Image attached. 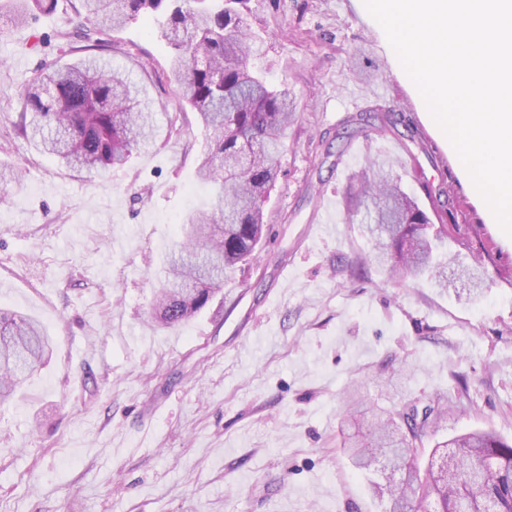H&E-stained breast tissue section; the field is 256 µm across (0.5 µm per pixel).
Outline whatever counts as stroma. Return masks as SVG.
Wrapping results in <instances>:
<instances>
[{"label":"stroma","mask_w":512,"mask_h":512,"mask_svg":"<svg viewBox=\"0 0 512 512\" xmlns=\"http://www.w3.org/2000/svg\"><path fill=\"white\" fill-rule=\"evenodd\" d=\"M72 0L18 26L0 0V306L35 319L52 358L0 402V512H378L348 459L345 396L399 408L448 395L431 441L492 430L512 441V237L487 223L469 179L428 126L361 0H251L266 53L298 114L263 209L255 260L185 324L156 326L157 278L185 213L205 208L207 133L182 104L170 48L144 18L95 54L131 74L164 135L124 166H60L20 135V92L41 68L78 59ZM399 120L378 133L360 115ZM386 162L460 241L483 226L502 277L481 293L400 287L367 256L347 196L366 160Z\"/></svg>","instance_id":"35a3bbf8"}]
</instances>
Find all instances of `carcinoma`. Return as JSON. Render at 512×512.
I'll use <instances>...</instances> for the list:
<instances>
[{
	"mask_svg": "<svg viewBox=\"0 0 512 512\" xmlns=\"http://www.w3.org/2000/svg\"><path fill=\"white\" fill-rule=\"evenodd\" d=\"M250 0H81L89 39L142 17L161 18L159 36L171 46L170 67L180 95L210 132L196 176L209 188L205 209L181 225L179 254L167 261L155 301L156 321L172 328L190 320L240 264L253 259L263 205L274 186L288 126L295 120L286 88L268 85L253 66L263 55L251 34ZM57 0H16L13 19L53 11ZM110 61L88 55L75 64L42 70L22 97L32 112L24 135L74 169L102 170L127 163L161 128L142 88L109 71ZM365 207L374 239L372 257L398 285L428 277L445 288V268L456 265L484 287L493 248L479 233L465 247L474 264L446 249L457 225L436 224L401 187L393 168L369 161L346 220ZM52 355L50 338L32 318L0 308V400ZM343 422L361 426L347 443L353 464L372 471L383 512H512V443L493 431L436 443L426 467L425 440L444 415L441 397L411 398L389 413L363 407L349 395Z\"/></svg>",
	"mask_w": 512,
	"mask_h": 512,
	"instance_id": "1",
	"label": "carcinoma"
}]
</instances>
